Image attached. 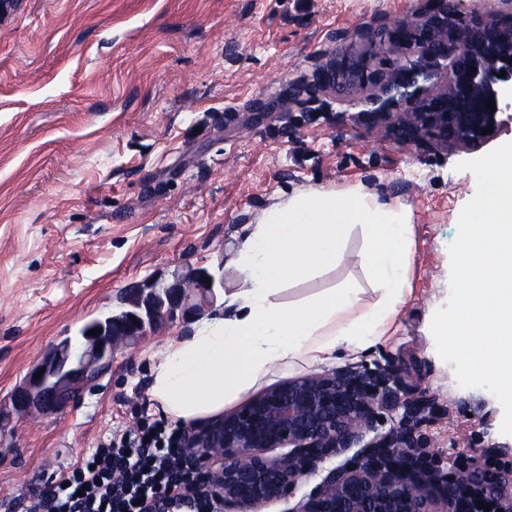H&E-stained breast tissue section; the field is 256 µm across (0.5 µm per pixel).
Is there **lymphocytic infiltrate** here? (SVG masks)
I'll use <instances>...</instances> for the list:
<instances>
[{
  "label": "lymphocytic infiltrate",
  "mask_w": 512,
  "mask_h": 512,
  "mask_svg": "<svg viewBox=\"0 0 512 512\" xmlns=\"http://www.w3.org/2000/svg\"><path fill=\"white\" fill-rule=\"evenodd\" d=\"M185 433L142 416L95 452L49 478L21 512H213L188 478Z\"/></svg>",
  "instance_id": "lymphocytic-infiltrate-1"
}]
</instances>
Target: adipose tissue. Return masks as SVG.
<instances>
[{
  "label": "adipose tissue",
  "instance_id": "1",
  "mask_svg": "<svg viewBox=\"0 0 512 512\" xmlns=\"http://www.w3.org/2000/svg\"><path fill=\"white\" fill-rule=\"evenodd\" d=\"M407 222L405 209L358 189L343 201L335 191L310 189L271 205L241 244L245 288L229 299V313L194 324L154 364L148 392L155 409L190 423L222 413L273 367L320 363L339 347L364 350L401 300ZM352 224L362 227L381 302L363 306L353 288H330L295 304L274 302L285 284L335 267L343 231Z\"/></svg>",
  "mask_w": 512,
  "mask_h": 512
}]
</instances>
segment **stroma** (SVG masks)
Here are the masks:
<instances>
[{"label": "stroma", "mask_w": 512, "mask_h": 512, "mask_svg": "<svg viewBox=\"0 0 512 512\" xmlns=\"http://www.w3.org/2000/svg\"><path fill=\"white\" fill-rule=\"evenodd\" d=\"M421 5L13 0L0 9V512L135 425L152 366L192 324L167 318L119 342L110 370L57 412H14L29 369L143 281L216 268L225 295L237 292L242 237L272 204L311 188L341 198L359 188L406 209L404 301L359 354L276 367L264 387L352 362L394 369L400 398L383 410L380 433L422 407L417 435L437 473L491 458L498 479L485 490L512 501L502 407L487 390L458 385L431 332L449 298L457 218L477 188L459 164L512 143V123L474 149L432 138L400 145L384 114L441 87L446 59L386 95L372 83L316 86L333 59L363 60L378 74L419 65L416 50L387 33L418 23ZM363 247L361 227H347L343 260L276 302L345 286L377 303Z\"/></svg>", "instance_id": "1"}]
</instances>
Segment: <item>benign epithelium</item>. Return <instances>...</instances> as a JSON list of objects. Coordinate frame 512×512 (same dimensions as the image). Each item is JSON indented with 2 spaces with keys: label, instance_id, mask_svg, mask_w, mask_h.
Instances as JSON below:
<instances>
[{
  "label": "benign epithelium",
  "instance_id": "7a95c632",
  "mask_svg": "<svg viewBox=\"0 0 512 512\" xmlns=\"http://www.w3.org/2000/svg\"><path fill=\"white\" fill-rule=\"evenodd\" d=\"M497 3L499 9L457 24L454 0H424L418 28H393L391 43L414 47L429 63L453 54L442 88L399 116L401 142L435 136L469 149L496 136L481 130L499 129V116L512 120V0ZM344 67L341 60L323 68L318 86L329 87ZM502 70L506 75L500 78ZM490 98L496 104L493 114L486 109ZM221 286L206 270L165 288L145 282L137 289L142 311L132 314L137 323L94 325L98 335L84 336L87 350L81 358L62 344L54 347L14 394L16 410L56 409L70 390L88 386L94 368L112 360L117 331L145 328L159 313L187 315L195 311L191 295L213 296ZM399 389L393 370L347 364L262 391L233 414L191 431L185 447L218 512H262L289 496L328 458L351 448L359 449L354 459L326 470L292 512H470L467 500L450 493L428 465L409 421L378 433L381 409ZM279 448L287 452L271 455Z\"/></svg>",
  "mask_w": 512,
  "mask_h": 512
}]
</instances>
